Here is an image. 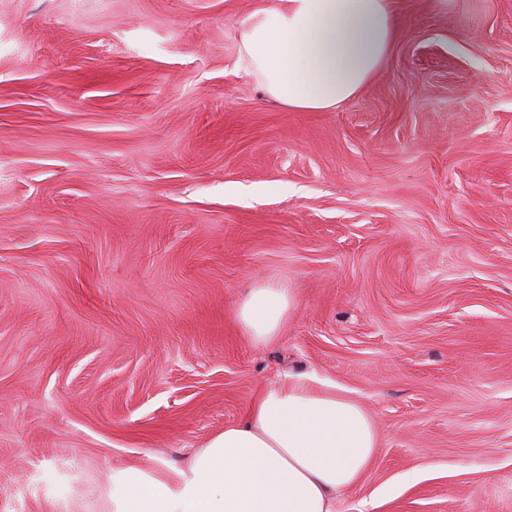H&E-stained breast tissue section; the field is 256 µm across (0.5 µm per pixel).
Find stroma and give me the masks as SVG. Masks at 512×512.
<instances>
[{"mask_svg": "<svg viewBox=\"0 0 512 512\" xmlns=\"http://www.w3.org/2000/svg\"><path fill=\"white\" fill-rule=\"evenodd\" d=\"M259 4L0 0V512H112L290 375L379 431L336 512H512V0H393L332 112L238 70ZM294 305L287 288L260 286L252 288L238 308L237 316L254 341L275 340L280 327Z\"/></svg>", "mask_w": 512, "mask_h": 512, "instance_id": "35a3bbf8", "label": "stroma"}]
</instances>
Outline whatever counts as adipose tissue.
I'll use <instances>...</instances> for the list:
<instances>
[{
    "instance_id": "adipose-tissue-1",
    "label": "adipose tissue",
    "mask_w": 512,
    "mask_h": 512,
    "mask_svg": "<svg viewBox=\"0 0 512 512\" xmlns=\"http://www.w3.org/2000/svg\"><path fill=\"white\" fill-rule=\"evenodd\" d=\"M392 0H276L247 18L239 67L292 112L353 99L397 37ZM294 304L285 288L251 289L238 308L257 342L276 339ZM379 446L370 414L314 377L268 387L244 422L225 426L175 477L116 474L112 512H335Z\"/></svg>"
}]
</instances>
